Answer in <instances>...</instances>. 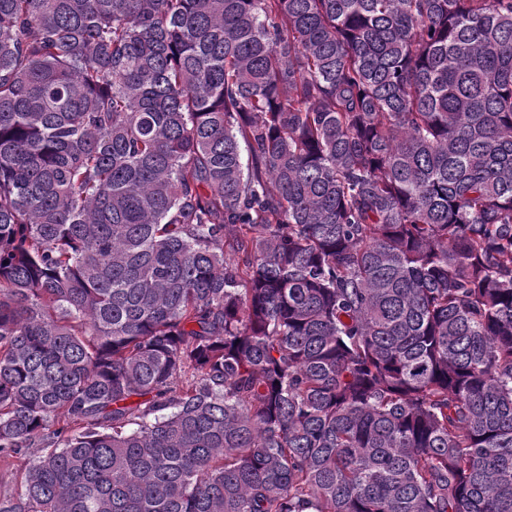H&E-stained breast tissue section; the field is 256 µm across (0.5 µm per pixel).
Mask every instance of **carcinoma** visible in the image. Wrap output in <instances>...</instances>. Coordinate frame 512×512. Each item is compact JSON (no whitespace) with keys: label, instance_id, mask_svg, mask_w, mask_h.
Here are the masks:
<instances>
[{"label":"carcinoma","instance_id":"1","mask_svg":"<svg viewBox=\"0 0 512 512\" xmlns=\"http://www.w3.org/2000/svg\"><path fill=\"white\" fill-rule=\"evenodd\" d=\"M0 512H512V0H0Z\"/></svg>","mask_w":512,"mask_h":512}]
</instances>
